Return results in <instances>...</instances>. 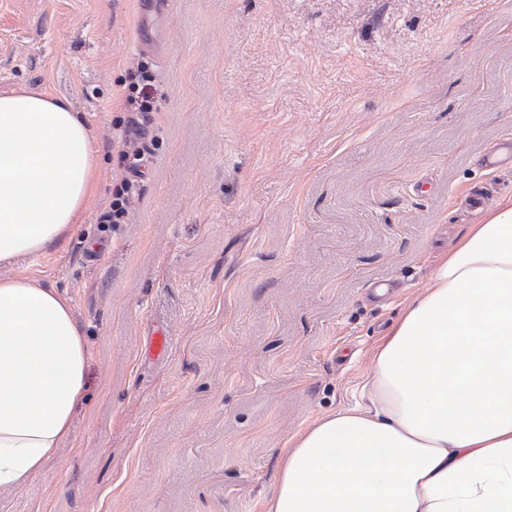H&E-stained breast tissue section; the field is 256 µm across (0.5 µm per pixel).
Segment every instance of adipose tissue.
Returning a JSON list of instances; mask_svg holds the SVG:
<instances>
[{"label":"adipose tissue","mask_w":512,"mask_h":512,"mask_svg":"<svg viewBox=\"0 0 512 512\" xmlns=\"http://www.w3.org/2000/svg\"><path fill=\"white\" fill-rule=\"evenodd\" d=\"M62 96L0 95V264L62 244L97 174ZM88 347L60 289L0 277V491L72 434ZM366 407L289 437L264 512H512V198L439 260L372 349Z\"/></svg>","instance_id":"adipose-tissue-1"}]
</instances>
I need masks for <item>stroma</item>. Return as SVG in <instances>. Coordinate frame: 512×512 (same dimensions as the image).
Instances as JSON below:
<instances>
[{
  "instance_id": "stroma-1",
  "label": "stroma",
  "mask_w": 512,
  "mask_h": 512,
  "mask_svg": "<svg viewBox=\"0 0 512 512\" xmlns=\"http://www.w3.org/2000/svg\"><path fill=\"white\" fill-rule=\"evenodd\" d=\"M143 67L141 191L102 224ZM22 88L81 112L100 173L65 245L0 266L65 292L89 348L71 437L0 512H263L284 440L357 401L512 196V0H0Z\"/></svg>"
}]
</instances>
